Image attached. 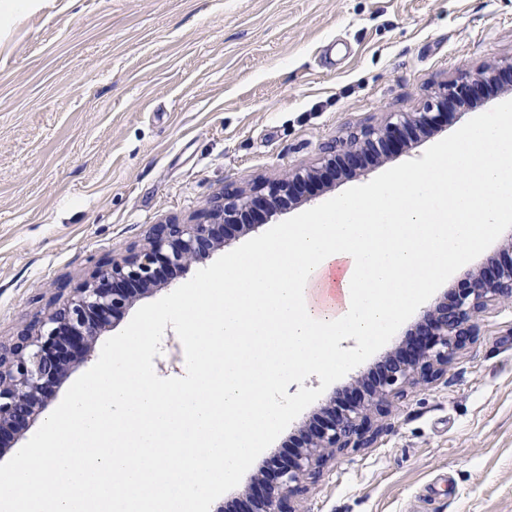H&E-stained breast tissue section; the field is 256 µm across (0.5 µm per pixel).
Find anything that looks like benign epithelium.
<instances>
[{
	"label": "benign epithelium",
	"instance_id": "benign-epithelium-1",
	"mask_svg": "<svg viewBox=\"0 0 512 512\" xmlns=\"http://www.w3.org/2000/svg\"><path fill=\"white\" fill-rule=\"evenodd\" d=\"M470 92V87L445 84L434 100L438 112L394 114L383 128L365 129L329 147L319 168L295 169L249 190L226 185L209 198L202 217L152 225L139 249L94 270L51 312L26 325L11 343L0 344V431L26 429L44 410L66 364L90 356L102 330L130 306L134 291L156 285L162 270L184 268L211 251L218 238L216 224H222L224 233H234L244 215L262 210L275 215L283 198L307 191L315 173H333L340 164L362 168L368 150L396 147L409 130L448 117L443 111L448 101ZM505 299L512 300V258L463 277L452 303L440 302L424 311L414 339L402 353L384 361L370 389L312 426L305 448L272 462L269 477L252 488L256 512H295L291 502L302 484L316 478L336 453L366 445L374 434L373 417L390 398L436 377L477 336L476 314Z\"/></svg>",
	"mask_w": 512,
	"mask_h": 512
}]
</instances>
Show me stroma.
Segmentation results:
<instances>
[{
	"label": "stroma",
	"mask_w": 512,
	"mask_h": 512,
	"mask_svg": "<svg viewBox=\"0 0 512 512\" xmlns=\"http://www.w3.org/2000/svg\"><path fill=\"white\" fill-rule=\"evenodd\" d=\"M510 58L512 0H41L0 34V342L224 184L311 167ZM507 100L505 72L211 259ZM477 326L439 378L391 399L371 444L305 483L296 512H512V301Z\"/></svg>",
	"instance_id": "stroma-1"
}]
</instances>
